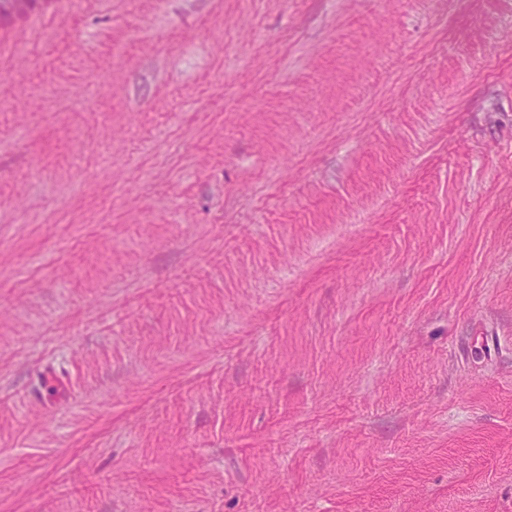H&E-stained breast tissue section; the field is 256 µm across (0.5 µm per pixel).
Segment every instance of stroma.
I'll return each mask as SVG.
<instances>
[{
	"instance_id": "obj_1",
	"label": "stroma",
	"mask_w": 512,
	"mask_h": 512,
	"mask_svg": "<svg viewBox=\"0 0 512 512\" xmlns=\"http://www.w3.org/2000/svg\"><path fill=\"white\" fill-rule=\"evenodd\" d=\"M0 512H512V0L0 17Z\"/></svg>"
}]
</instances>
